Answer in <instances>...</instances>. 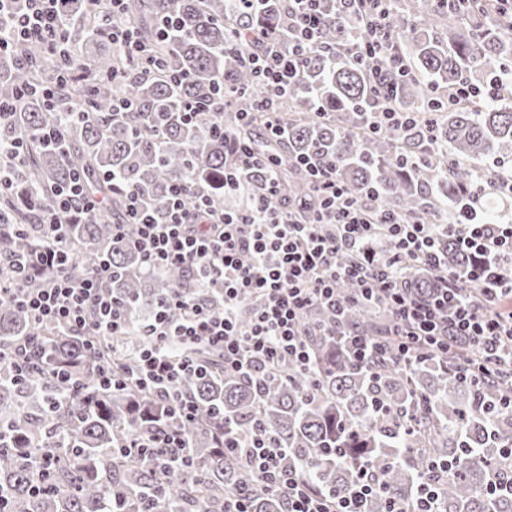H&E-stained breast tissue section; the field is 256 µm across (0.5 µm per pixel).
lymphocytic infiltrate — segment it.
<instances>
[{"mask_svg": "<svg viewBox=\"0 0 512 512\" xmlns=\"http://www.w3.org/2000/svg\"><path fill=\"white\" fill-rule=\"evenodd\" d=\"M93 12L102 14L96 33L108 39L113 51L126 62L149 69L154 57L141 48L131 30L118 21L126 0H86ZM285 14L295 41L290 52H282L273 33L253 34L256 51L245 53L263 87L253 101L273 134H281L278 103L286 96L306 58L317 43L323 18L317 0H285ZM360 21L371 39L363 54L387 55L388 63L372 77V88L382 102L373 113L368 130L403 127L410 118L391 106L394 79L402 65L391 45L379 41L386 0H354ZM63 0H0V18H8L7 35H0V57L16 55L27 42L43 45L55 58L60 73L43 95L55 101L58 86L81 78L78 54L65 23ZM309 175L322 200L319 214L303 218L299 208L280 196L276 177H268L259 190L247 194L243 208L215 211L204 189L188 191L179 180L168 188L164 221L143 207L137 194L126 192V221L135 228V247L144 255L150 271L170 267L186 269L200 287L189 295L173 290L155 303V314L144 327L152 347L140 355L130 378L102 371L99 384L109 390L134 382L140 390L163 400L174 423L158 435H141L122 442L120 454L151 459L161 453L172 460L183 457L185 440L177 426L193 419L195 402L180 393L178 385L199 374L190 358L172 360L168 344L204 342L219 352L225 369L241 375L276 370L293 363L310 365L308 334L303 316L324 305L338 317H346L354 304H381L391 312L394 335L400 341L394 357L407 360L410 352L422 349L444 353L452 338L475 346L480 360L458 368L465 378L486 375L488 364L512 371V311L500 308L512 300V224H490L476 208L466 209L453 224L410 222L388 209L355 198L340 183L332 166L310 169ZM87 175L73 174L59 193L54 210L41 219L42 239L33 249L15 256L17 276L0 282V293L11 292L34 321L76 335L120 336L126 327L124 306L108 290L111 273L98 265L82 279L70 278L68 242L70 225L82 223L102 209V199L86 189ZM452 237L470 258L465 273L449 270L439 255L441 235ZM386 248H379V240ZM349 262H340V255ZM419 264L433 271L439 284L426 300L408 296L398 285L408 265ZM352 279L359 284L357 298L339 294L337 284ZM479 292H469V285ZM249 308H242L243 298ZM224 449L243 450L257 479L279 489L285 512H363L362 507L381 484L372 471H364L360 482L349 491L336 492L316 486L284 470L285 449L272 439L259 437L242 443L232 422L224 424Z\"/></svg>", "mask_w": 512, "mask_h": 512, "instance_id": "f902f5d3", "label": "lymphocytic infiltrate"}]
</instances>
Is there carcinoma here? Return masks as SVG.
Segmentation results:
<instances>
[{"mask_svg": "<svg viewBox=\"0 0 512 512\" xmlns=\"http://www.w3.org/2000/svg\"><path fill=\"white\" fill-rule=\"evenodd\" d=\"M284 3L266 0L252 10H234L227 0H133L129 16L142 40L152 46L159 68L142 77L109 80L121 65L116 55L88 49L82 68L97 77L96 112L77 122L65 112L47 111L39 94L25 98L22 111L0 123V172L13 171L11 153L18 141L25 165L15 174L35 210L0 203V278L11 277L13 255L41 238L37 213L55 207L56 190L77 169L93 187L110 194V203L71 228L73 262L69 273L83 277L106 261L112 270V296L126 305L124 336H77L39 325L11 293L0 294V512H224V495L243 491L250 512H282L279 491L256 482L243 456L224 454V417L241 439L265 434L288 449L285 468L315 485L345 491L357 482L359 463L378 474L388 494L411 510L423 477L433 464L448 462L440 479L438 512H512V493L488 488L512 447V410L499 400L512 394L505 369L489 367L485 380H464L456 365L474 356L464 342H452L448 355L417 353L405 365L390 354L354 364L341 336L308 337L312 367L293 364L270 377L248 380L224 371L219 353L195 345L187 355L205 368L182 380L178 389L198 406L193 420L178 422L187 464L162 467L119 455L120 439H132L170 421L163 402H149L133 384L124 390L101 389L99 370L130 375L140 351L150 345L143 326L155 301L179 287L200 292L181 267L149 272L129 239L115 236L114 219L125 198L114 186L132 189L158 219L165 216L168 186L186 178L190 187L213 184L211 206L224 209V135L243 141L275 163L282 195L293 206L312 207L316 194L309 175L296 164H333L338 179L355 195L373 186L379 204L411 221L434 224L470 203L475 167L489 156L512 155V86L499 84L498 68L512 62V20L496 17L481 0H393L385 30L404 68L393 90L397 107L414 117L409 130L363 132L371 109L370 70L375 56L359 62L344 48L362 42L363 27L352 0H320L323 26L319 49L304 63L281 105L284 134H271L264 117L243 124L240 112L252 111L262 88L244 65L242 48H253L249 33L275 30L280 47H292L284 24ZM64 11L87 41L96 18L83 0H66ZM174 15L180 30L156 38L160 19ZM24 54L39 61L33 70L9 58L0 61V101L10 102L31 86L54 80L55 61L30 43ZM461 84L498 85L492 101L472 100L455 108L436 92ZM235 90L233 107L222 112L224 134L210 120L187 123L183 105L202 104ZM84 88L70 83L59 91L64 103L83 101ZM128 99L133 110L110 111ZM329 115L322 118L317 108ZM53 124L61 134L57 149L42 138ZM404 155L422 158L404 165ZM453 164H448V160ZM13 224L26 225L14 234ZM448 269L469 264L451 238L440 239ZM427 297L437 286L435 273L412 265L399 282ZM346 323L375 342L392 344L390 313L381 307L355 306ZM29 343L33 368L20 376L10 366L14 344ZM71 370L75 386L60 388L50 372ZM42 486L35 492L32 486Z\"/></svg>", "mask_w": 512, "mask_h": 512, "instance_id": "carcinoma-1", "label": "carcinoma"}]
</instances>
